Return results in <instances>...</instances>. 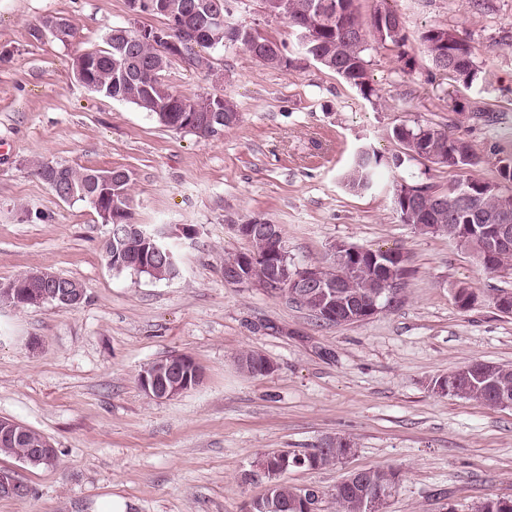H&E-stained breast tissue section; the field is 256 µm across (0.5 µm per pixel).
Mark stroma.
Instances as JSON below:
<instances>
[{"label": "stroma", "instance_id": "stroma-1", "mask_svg": "<svg viewBox=\"0 0 512 512\" xmlns=\"http://www.w3.org/2000/svg\"><path fill=\"white\" fill-rule=\"evenodd\" d=\"M383 4L402 16L405 41L366 51L376 90L367 99L305 60L260 0H238L235 20L283 42L293 65L272 69L241 48L211 53L207 69L172 60L164 78L174 91L238 106L237 126L201 138L73 77L76 55L128 25L127 0H0V283L43 268L85 289L74 308L0 306V416L58 450L49 467L0 454V469L29 488L0 498V512H96L105 495L128 499L131 512H243L262 491L243 480L257 455L309 451L336 434L353 440L352 455L287 473L323 492L320 512H335L330 494L349 471L370 467L400 475L385 512H476L487 497H512V408L431 388L473 360L512 366V315L487 297L492 286L512 291V269L486 273L448 237L402 223L393 204L402 183L497 181L512 157V0H356L366 21ZM49 15L74 25L71 43L33 37ZM432 27L470 42L473 85L435 68L421 40ZM477 105L490 120L472 118ZM402 125L466 138L477 166L405 157L393 136ZM365 146L383 163L374 186L354 194L341 175ZM37 160L128 170L134 221L171 233L180 276L112 271L109 225L61 200ZM255 216L280 225L297 269L337 243L401 251L402 302L326 326L262 284L226 283L225 254L249 247L236 226ZM461 285L478 296L466 310L454 298ZM244 350L273 371L242 374ZM178 353L200 366L201 383L146 397L143 367Z\"/></svg>", "mask_w": 512, "mask_h": 512}]
</instances>
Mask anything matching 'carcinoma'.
Returning a JSON list of instances; mask_svg holds the SVG:
<instances>
[{
    "label": "carcinoma",
    "instance_id": "cac0c4a2",
    "mask_svg": "<svg viewBox=\"0 0 512 512\" xmlns=\"http://www.w3.org/2000/svg\"><path fill=\"white\" fill-rule=\"evenodd\" d=\"M168 11L163 18L175 22L189 14L190 5L196 4V13L192 15L197 29L202 32L204 41L212 47H224L228 40L224 27L209 21V6L217 5L221 9L236 0H165ZM265 15L279 19L288 24L295 33L308 31L312 35L309 43L311 54L318 57L320 65L339 75L347 84L358 89L369 98L375 94L366 71L364 53L368 50L369 39L380 42L390 41L400 44L404 41V27L392 31H384L377 23L364 25L356 9L355 0H261ZM253 41L257 49L247 48V51L271 68H279L287 63L284 56V46L277 40L254 30ZM423 45L431 59L438 62V69L449 75L471 84L478 79L479 69L474 61L471 45L460 38L451 29L433 27L422 35ZM106 47L94 49L85 53L92 60L89 79L109 89L110 98L128 102L139 109L155 116L158 123L164 127L181 130L177 124L180 113L191 108L199 96H185L171 89L163 78V72L170 65V60L155 46L140 43L135 39V30L129 27H114L105 37ZM129 50L137 57L141 75L117 85L113 74L122 61V51ZM215 125L232 128L240 122V112L236 103L226 99L220 109L214 112ZM395 138L403 145L406 154L412 158H424L434 164L448 168H462L478 164V157L470 142L462 137H452L448 133L433 127L417 129L406 126L394 129ZM382 158L375 151H359L354 156L344 175L345 186L354 192H363L372 185L375 171L381 166ZM99 172L97 168L63 166L66 187L73 193V200L82 201V193L91 187L92 179ZM473 195L476 219L470 218V213L437 209L432 204L433 198L440 190L432 185L409 186L402 184L399 193L394 195L393 203L400 214L407 215L404 223L413 226L421 233H438L457 243L460 248L471 252L480 262L485 272L493 274L501 269L512 267V235L508 243L490 259L478 253L477 248H471L459 240V229L464 224L493 225L498 223L500 216H509L512 225V185L504 186L477 178H469L461 183ZM250 249L245 252L231 253L224 258V265L242 264L246 256L254 258V262L244 269V279L240 284L253 281L269 286L270 271L265 265L272 245L263 236L244 233ZM167 246L154 253L150 268L141 270L131 264L112 262V269L117 272H144L155 280H172L179 273L172 265ZM323 274L331 279L343 274L348 277L347 287L338 289L336 304V319L329 321L333 326L345 325L343 312L351 302H360L369 297L374 288L378 287V279L385 277L393 281H403L407 274L404 255L395 250L355 249L345 244L336 245L335 261L323 266ZM488 296L495 308L503 314L512 315V291L493 288ZM263 354L257 351H245L236 358L239 369L248 375L263 374L265 362ZM353 448L342 444H330L314 448L308 452H271L259 457L286 459L288 468L322 469L326 468L346 455ZM367 478L383 485L397 488L398 474L381 467L365 469ZM270 496L278 506V512H296L292 504L304 494L309 503H319L318 491L300 489L290 483L285 476L278 477L271 488ZM336 512H367L362 495L347 483L341 481L333 493ZM479 512H512V498L490 497L479 506Z\"/></svg>",
    "mask_w": 512,
    "mask_h": 512
}]
</instances>
